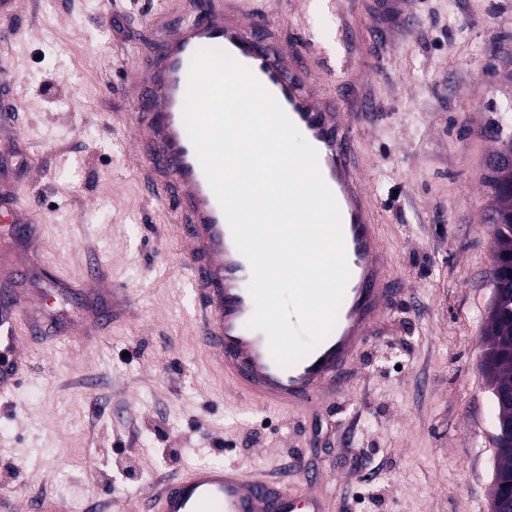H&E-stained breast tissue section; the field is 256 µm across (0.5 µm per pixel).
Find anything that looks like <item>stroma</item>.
Masks as SVG:
<instances>
[{
	"instance_id": "obj_1",
	"label": "stroma",
	"mask_w": 512,
	"mask_h": 512,
	"mask_svg": "<svg viewBox=\"0 0 512 512\" xmlns=\"http://www.w3.org/2000/svg\"><path fill=\"white\" fill-rule=\"evenodd\" d=\"M194 0H29L0 7V83L21 111L0 118V226L40 227L5 242L27 266L42 336L15 393L0 400V512L67 500L73 512H130L196 464L275 478L320 467L333 512H491L496 407L483 373L496 227L491 127L512 133V0H352L354 59L332 89L376 108L359 161L379 202L394 302L344 391L303 421L256 411L231 392L186 313L184 257L169 217L141 197L124 83L149 55L152 26ZM291 35L302 12L332 52L324 0H250ZM33 186L17 200L19 186ZM123 318L74 341L67 329ZM223 447H215V440ZM143 457L135 475L119 471Z\"/></svg>"
}]
</instances>
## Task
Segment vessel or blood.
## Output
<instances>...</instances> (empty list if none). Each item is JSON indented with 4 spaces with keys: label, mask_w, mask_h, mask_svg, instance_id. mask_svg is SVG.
Here are the masks:
<instances>
[{
    "label": "vessel or blood",
    "mask_w": 512,
    "mask_h": 512,
    "mask_svg": "<svg viewBox=\"0 0 512 512\" xmlns=\"http://www.w3.org/2000/svg\"><path fill=\"white\" fill-rule=\"evenodd\" d=\"M245 2L208 0L204 19L180 18L159 30L147 75L133 86L138 111L132 128L145 194L167 205L187 255L186 283L200 303L199 341L238 395L299 417L346 387L371 337L408 288L392 270L378 202L358 161L354 127L371 114L372 101L353 105L337 97L306 38L284 48L279 30L247 10ZM212 50L247 67L304 133L342 215L350 276L335 324L320 343L285 366L273 358L266 335L249 325L255 311L251 266L234 242L185 128L192 61ZM32 311L16 289H0L1 398L19 388L29 368L23 335ZM304 480L300 489L260 470L203 465L166 484L152 501L156 512H329L314 490L320 475L308 472Z\"/></svg>",
    "instance_id": "b4317fda"
}]
</instances>
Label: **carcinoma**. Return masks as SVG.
Returning <instances> with one entry per match:
<instances>
[{
    "label": "carcinoma",
    "mask_w": 512,
    "mask_h": 512,
    "mask_svg": "<svg viewBox=\"0 0 512 512\" xmlns=\"http://www.w3.org/2000/svg\"><path fill=\"white\" fill-rule=\"evenodd\" d=\"M491 184L499 206L494 211L497 262L494 274L499 276L500 294L493 298L489 323L485 331L488 348L483 367L491 393L512 391V167L492 166ZM497 448L496 477H512V439L495 441Z\"/></svg>",
    "instance_id": "cac0c4a2"
}]
</instances>
